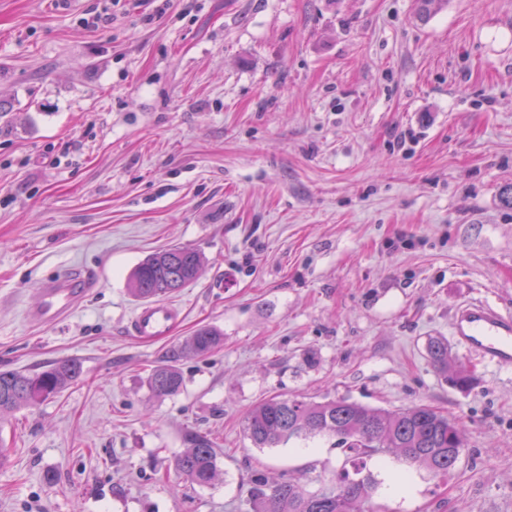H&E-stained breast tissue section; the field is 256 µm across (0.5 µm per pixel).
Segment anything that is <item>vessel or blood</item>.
<instances>
[{"label":"vessel or blood","mask_w":512,"mask_h":512,"mask_svg":"<svg viewBox=\"0 0 512 512\" xmlns=\"http://www.w3.org/2000/svg\"><path fill=\"white\" fill-rule=\"evenodd\" d=\"M91 286V281L75 274H63L47 281L37 307L29 313L30 320L49 323L60 319ZM179 320V308L155 300L136 312L131 321V332L142 339L159 338L169 334ZM451 332L466 356L488 367L512 369L511 314L501 313L484 302H463L455 310Z\"/></svg>","instance_id":"1"}]
</instances>
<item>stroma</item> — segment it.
I'll use <instances>...</instances> for the list:
<instances>
[{"mask_svg": "<svg viewBox=\"0 0 512 512\" xmlns=\"http://www.w3.org/2000/svg\"><path fill=\"white\" fill-rule=\"evenodd\" d=\"M0 0V369L81 361L75 385L0 417V512H251L257 473L331 485L320 436L243 433L274 395L457 421L444 479L393 461L366 512H512V371L461 391L432 367L456 304L512 313V0ZM201 250L168 335L131 334L127 279L152 252ZM96 282L30 322L43 283ZM224 332L204 357L183 346ZM175 361L174 396L152 395ZM214 485L173 469L191 432ZM224 344V332L214 326L196 329L187 342V348L195 356H206ZM150 392L159 398L177 395L184 385L180 370L173 364L161 363L155 366L147 377Z\"/></svg>", "mask_w": 512, "mask_h": 512, "instance_id": "stroma-1", "label": "stroma"}]
</instances>
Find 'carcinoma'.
Wrapping results in <instances>:
<instances>
[{"label": "carcinoma", "mask_w": 512, "mask_h": 512, "mask_svg": "<svg viewBox=\"0 0 512 512\" xmlns=\"http://www.w3.org/2000/svg\"><path fill=\"white\" fill-rule=\"evenodd\" d=\"M420 18L427 20L447 0H416ZM204 264L203 254L194 248L173 246L144 258L132 271L128 293L139 301L171 296L193 283ZM224 344V332L214 326L196 329L187 342L195 356H206ZM431 364L445 383L458 390L468 389L473 376L456 369L448 342H429ZM82 363L61 359L38 372L0 370V415L30 409L56 396L80 380ZM150 392L159 398L174 396L184 385L173 364L155 366L147 377ZM256 448H275L293 439L319 435L334 436L343 447L347 467L329 489L305 492L291 480L269 481L256 474L249 488L253 512H361L360 505L379 486L368 461L393 457L416 465L435 476L455 466L464 443L455 421L425 404L404 411L367 407L345 398L311 402L274 396L261 401L249 412L244 427ZM189 448L174 461V469L192 485L209 486L219 475L220 449L206 435L194 433Z\"/></svg>", "instance_id": "obj_1"}]
</instances>
